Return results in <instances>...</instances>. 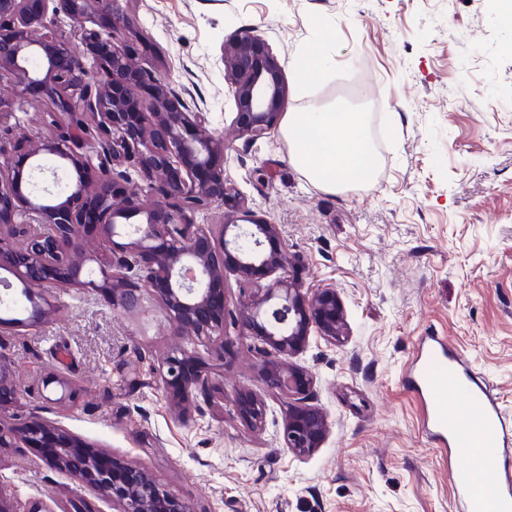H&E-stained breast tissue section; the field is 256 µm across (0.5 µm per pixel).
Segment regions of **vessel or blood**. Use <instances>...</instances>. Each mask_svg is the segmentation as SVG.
I'll return each instance as SVG.
<instances>
[{
    "mask_svg": "<svg viewBox=\"0 0 512 512\" xmlns=\"http://www.w3.org/2000/svg\"><path fill=\"white\" fill-rule=\"evenodd\" d=\"M408 381L432 437L448 449V474L463 512H512V423L476 374L438 337L422 344ZM460 404H453L452 396Z\"/></svg>",
    "mask_w": 512,
    "mask_h": 512,
    "instance_id": "1",
    "label": "vessel or blood"
}]
</instances>
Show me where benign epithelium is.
I'll return each instance as SVG.
<instances>
[{
    "instance_id": "7a95c632",
    "label": "benign epithelium",
    "mask_w": 512,
    "mask_h": 512,
    "mask_svg": "<svg viewBox=\"0 0 512 512\" xmlns=\"http://www.w3.org/2000/svg\"><path fill=\"white\" fill-rule=\"evenodd\" d=\"M61 13L70 20L68 32L56 20ZM134 26L120 0H0V128L35 84L44 88L47 117H70L64 124L46 122L47 132L33 145L0 137V271L8 274L0 282L22 286L30 326L46 314L32 295L35 287L94 291L126 310L145 284L176 332L209 339L224 334V304L214 302L213 285L231 267L254 287L241 328L262 342L261 380L288 397L284 444L306 455L325 437L328 418L306 402L314 379L292 358L313 330L333 342L348 336L342 299L332 284L302 287L282 250L278 225L228 218L222 224L194 223L196 214L217 207L243 213L245 202L224 178L220 160L226 144L207 129L206 113L168 98L155 71L136 62L138 45L119 40L121 31ZM224 79L242 135L257 140L277 128L285 94L282 69L255 31L241 30L228 41ZM140 85L153 86L155 96L132 126L125 109ZM44 155L88 171L91 179L61 182L58 169L48 171L40 163ZM26 167L50 172L52 186L40 194L31 191ZM131 169L142 182L141 193L126 187ZM89 197L105 230L94 246L81 234ZM135 217V238L116 242L120 226ZM190 357L185 351L159 366L164 391L182 386L171 398L178 406L198 388H216L203 372L183 377ZM236 411L249 427L264 425L262 399L243 398ZM45 435L57 441L44 461L101 492L113 512H157L159 497L169 501L168 512H191L146 471L125 484L111 480L84 444L51 422L30 419L8 427L0 422L1 448L18 440L37 448Z\"/></svg>"
}]
</instances>
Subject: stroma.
Returning a JSON list of instances; mask_svg holds the SVG:
<instances>
[{"mask_svg": "<svg viewBox=\"0 0 512 512\" xmlns=\"http://www.w3.org/2000/svg\"><path fill=\"white\" fill-rule=\"evenodd\" d=\"M128 41L168 94L207 113L228 146L224 177L252 219L279 225L303 287L339 289L350 335H311L295 356L313 373L320 448L282 442L285 396L258 378L253 336L236 325L249 284L224 272L223 338L179 336L150 291L134 312L97 293L45 289L53 310L23 327L21 292L0 295V363L16 387L0 418H42L114 463L147 471L193 512H460L448 454L426 431L405 375L421 337H444L512 415V27L497 0H129ZM250 28L283 69L287 112L332 106L366 115L374 180L331 193L291 162L282 131L237 133L224 43ZM323 80L296 86L311 46ZM192 350L223 393L175 409L155 369ZM265 400L262 429L236 401ZM0 493L23 508L71 500L112 512L100 494L48 467L38 449L0 447Z\"/></svg>", "mask_w": 512, "mask_h": 512, "instance_id": "1", "label": "stroma"}]
</instances>
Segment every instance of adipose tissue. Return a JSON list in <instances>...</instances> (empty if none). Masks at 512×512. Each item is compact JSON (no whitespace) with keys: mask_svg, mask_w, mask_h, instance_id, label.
<instances>
[{"mask_svg":"<svg viewBox=\"0 0 512 512\" xmlns=\"http://www.w3.org/2000/svg\"><path fill=\"white\" fill-rule=\"evenodd\" d=\"M285 135L293 145L292 162L322 189H343L374 178L377 161L364 133L363 113L291 112Z\"/></svg>","mask_w":512,"mask_h":512,"instance_id":"1","label":"adipose tissue"}]
</instances>
